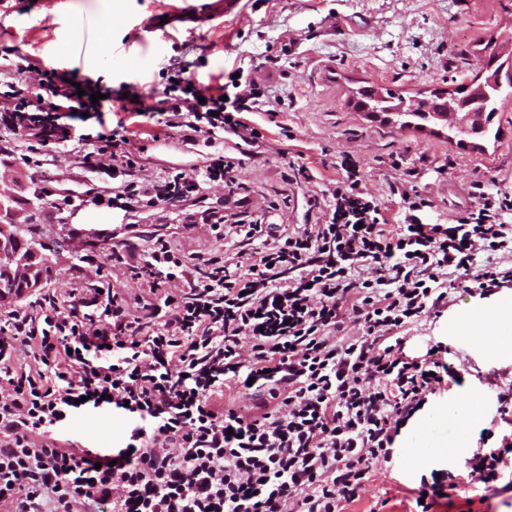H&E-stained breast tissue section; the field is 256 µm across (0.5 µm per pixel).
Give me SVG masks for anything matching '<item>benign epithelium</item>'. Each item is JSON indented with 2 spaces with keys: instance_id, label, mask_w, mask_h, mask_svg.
<instances>
[{
  "instance_id": "obj_1",
  "label": "benign epithelium",
  "mask_w": 512,
  "mask_h": 512,
  "mask_svg": "<svg viewBox=\"0 0 512 512\" xmlns=\"http://www.w3.org/2000/svg\"><path fill=\"white\" fill-rule=\"evenodd\" d=\"M483 74L484 81L475 87H465L456 107L450 111L443 107L446 96L442 91L434 93V98L420 103L416 108L407 106L404 99L396 102L394 97L385 96L373 88L370 92L385 103V111L391 114L402 115L420 109L426 121L435 125L444 124L473 136L484 131L488 89L499 84L498 73L493 67L484 68ZM11 203L10 195H0V269L3 270L0 277V308L14 307L25 296L41 288L44 278L40 269L45 259L49 258L50 249L44 241L37 245L27 244L14 233L16 222Z\"/></svg>"
}]
</instances>
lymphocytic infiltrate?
<instances>
[{
    "mask_svg": "<svg viewBox=\"0 0 512 512\" xmlns=\"http://www.w3.org/2000/svg\"><path fill=\"white\" fill-rule=\"evenodd\" d=\"M0 124L41 127V147L70 141L66 117L92 111L72 74L35 68L0 49ZM35 71L38 91L10 81ZM266 102L246 81L233 98L200 97L179 78L159 105L185 144L228 135L237 153L258 143L249 113ZM78 156L87 184L51 207L65 223L75 203L135 214L169 197H201L204 184L242 188L241 161L220 155L194 176L146 173L117 120ZM307 200L318 217L282 228L265 221L279 200L224 213L201 211L216 249L190 264L164 238L147 249L113 250L112 262L143 280L148 299L129 303L109 282L67 294H37L0 318V512H345L377 470L391 471L408 421L441 389L462 383L450 348L428 340L407 351L406 331L448 310V281H475L480 297L512 278V190L474 181L475 208L451 224H425L428 196L393 187L405 210L390 226L355 164ZM117 409L134 421L124 450L110 456L62 434L76 401ZM469 480L512 490V437L466 458Z\"/></svg>",
    "mask_w": 512,
    "mask_h": 512,
    "instance_id": "f902f5d3",
    "label": "lymphocytic infiltrate"
}]
</instances>
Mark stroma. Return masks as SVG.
<instances>
[{
    "instance_id": "stroma-1",
    "label": "stroma",
    "mask_w": 512,
    "mask_h": 512,
    "mask_svg": "<svg viewBox=\"0 0 512 512\" xmlns=\"http://www.w3.org/2000/svg\"><path fill=\"white\" fill-rule=\"evenodd\" d=\"M170 2L62 0L60 9L48 15L38 0H6L0 7V46L44 67L91 78L107 99L100 112L77 116L76 123L81 132L92 134L111 130L128 90L138 91L150 104L163 99L171 63L181 62L206 93L230 83L234 70L243 69L276 105L272 113H250L261 134L259 154L244 158L237 172L252 206L282 195L291 199L290 208L267 213L270 224L303 223L305 197L337 179L346 157L393 224L402 223L404 214L390 187L407 173L432 200L423 215L429 224L448 223L470 207L473 181L512 190V96L501 99L488 134L480 139L360 105L361 92L369 87L414 100L437 89L479 84L488 41L512 42V0H241L240 13L223 24L186 22L171 33L146 36L145 21ZM89 21L97 23L98 39L110 56L81 67L72 46ZM130 132L133 151L153 174L174 168L194 174L196 166L229 147L225 139L185 145L159 125L134 123ZM0 139L11 145L0 153V190L13 195L18 223L38 225L41 237L54 246L43 290L86 287L85 242L94 243L97 255L110 254L118 234L134 221L145 233L171 236L184 256L216 249L208 227H183L190 206L181 200L163 202L135 219L120 211L81 207L67 223H57L51 194L80 181L74 160L90 151V144L70 141L52 164L38 168L22 160L34 137L0 125ZM392 155L399 157V169L387 165ZM296 164L310 168L311 181H294ZM498 302V297L482 299L457 287L450 291L447 314L409 328L408 347L415 354L430 337L455 340L467 369L465 380L445 384L409 421L398 438L396 467L375 475L347 512H418L413 487L459 471L480 442L494 446L507 433V426L494 419L495 391L486 377L493 373L499 383H512V335L485 337L481 349L465 342L472 333L468 311L490 313ZM130 430L121 412L91 408L78 412L65 433L80 447L115 453L126 445Z\"/></svg>"
}]
</instances>
